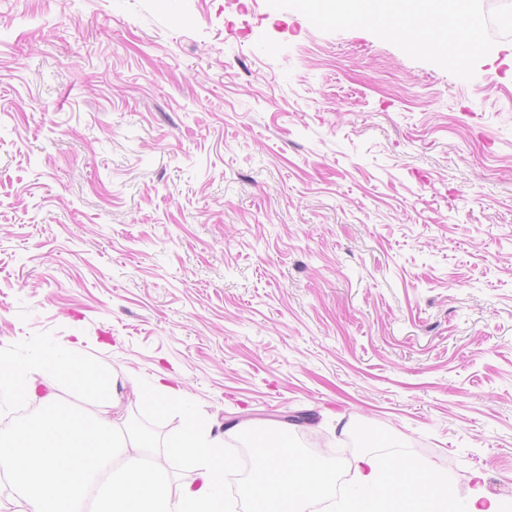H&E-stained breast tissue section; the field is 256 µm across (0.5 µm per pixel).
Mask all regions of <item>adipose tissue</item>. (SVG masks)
I'll use <instances>...</instances> for the list:
<instances>
[{
	"instance_id": "ef3b65f1",
	"label": "adipose tissue",
	"mask_w": 512,
	"mask_h": 512,
	"mask_svg": "<svg viewBox=\"0 0 512 512\" xmlns=\"http://www.w3.org/2000/svg\"><path fill=\"white\" fill-rule=\"evenodd\" d=\"M353 467L356 481L349 496L358 502L373 500L380 493L415 502L448 500L456 495L447 477L426 478L421 462H400L387 477L377 460L367 454L357 457ZM334 493L333 480L322 467L292 452L260 457L253 477L243 487L245 497L263 500V512H306L311 499L329 498Z\"/></svg>"
}]
</instances>
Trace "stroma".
I'll return each mask as SVG.
<instances>
[{
  "label": "stroma",
  "instance_id": "stroma-1",
  "mask_svg": "<svg viewBox=\"0 0 512 512\" xmlns=\"http://www.w3.org/2000/svg\"><path fill=\"white\" fill-rule=\"evenodd\" d=\"M44 331L511 506L512 39L465 81L266 0H0V348Z\"/></svg>",
  "mask_w": 512,
  "mask_h": 512
}]
</instances>
